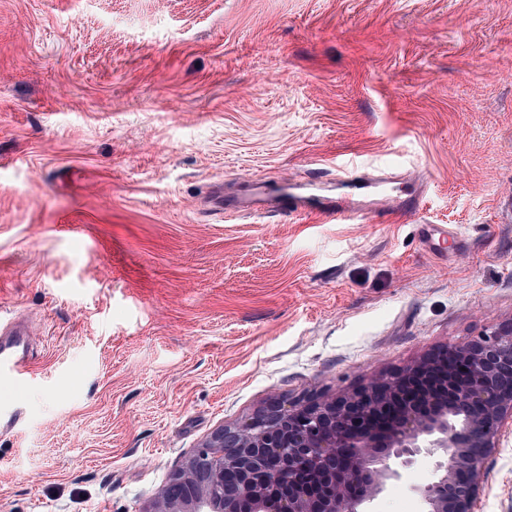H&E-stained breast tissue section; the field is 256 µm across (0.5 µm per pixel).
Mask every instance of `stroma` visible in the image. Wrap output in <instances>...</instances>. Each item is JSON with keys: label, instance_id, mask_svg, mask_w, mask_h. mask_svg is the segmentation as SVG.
<instances>
[{"label": "stroma", "instance_id": "1", "mask_svg": "<svg viewBox=\"0 0 512 512\" xmlns=\"http://www.w3.org/2000/svg\"><path fill=\"white\" fill-rule=\"evenodd\" d=\"M349 162L422 213L307 215ZM255 183L294 195L214 210ZM0 318L34 329L0 512H142L270 396L512 320V0H0ZM434 463L373 512H423ZM483 474L512 512V428Z\"/></svg>", "mask_w": 512, "mask_h": 512}]
</instances>
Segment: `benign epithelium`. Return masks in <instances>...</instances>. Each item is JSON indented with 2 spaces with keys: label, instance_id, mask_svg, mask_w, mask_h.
Masks as SVG:
<instances>
[{
  "label": "benign epithelium",
  "instance_id": "1",
  "mask_svg": "<svg viewBox=\"0 0 512 512\" xmlns=\"http://www.w3.org/2000/svg\"><path fill=\"white\" fill-rule=\"evenodd\" d=\"M509 422L512 321L331 398L270 396L215 430L141 512H368L422 454L436 457L417 488L425 512H474Z\"/></svg>",
  "mask_w": 512,
  "mask_h": 512
}]
</instances>
